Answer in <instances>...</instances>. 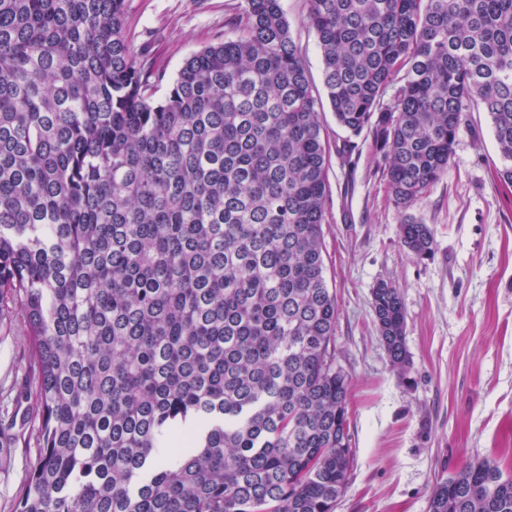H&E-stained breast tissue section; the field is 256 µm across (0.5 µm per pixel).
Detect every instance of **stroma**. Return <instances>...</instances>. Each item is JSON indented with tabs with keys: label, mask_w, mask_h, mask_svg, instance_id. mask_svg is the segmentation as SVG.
Instances as JSON below:
<instances>
[{
	"label": "stroma",
	"mask_w": 512,
	"mask_h": 512,
	"mask_svg": "<svg viewBox=\"0 0 512 512\" xmlns=\"http://www.w3.org/2000/svg\"><path fill=\"white\" fill-rule=\"evenodd\" d=\"M292 39L317 92L330 143L324 261L335 288L336 366L350 378L353 466L335 512H426L441 479L487 456L512 472V185L484 110L464 113L448 173L411 215L434 234L432 258L399 238L371 135L344 152L346 132L327 99L306 0H281ZM244 0H126L125 28L165 94L185 58L234 38ZM399 287L407 313V379L389 367L371 291ZM29 336L17 305L0 309V419L13 439L0 449V512H17L36 453L40 418Z\"/></svg>",
	"instance_id": "35a3bbf8"
}]
</instances>
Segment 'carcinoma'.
Segmentation results:
<instances>
[{
    "mask_svg": "<svg viewBox=\"0 0 512 512\" xmlns=\"http://www.w3.org/2000/svg\"><path fill=\"white\" fill-rule=\"evenodd\" d=\"M306 3L336 123L372 133L398 208L448 174L474 103L512 184V0ZM124 16L0 0V302L24 315L41 407L18 512H334L353 452L329 150L280 0H245L236 38L162 97ZM399 236L434 254L414 217ZM371 308L404 379L398 287ZM427 512H512V474L475 458Z\"/></svg>",
    "mask_w": 512,
    "mask_h": 512,
    "instance_id": "1",
    "label": "carcinoma"
}]
</instances>
